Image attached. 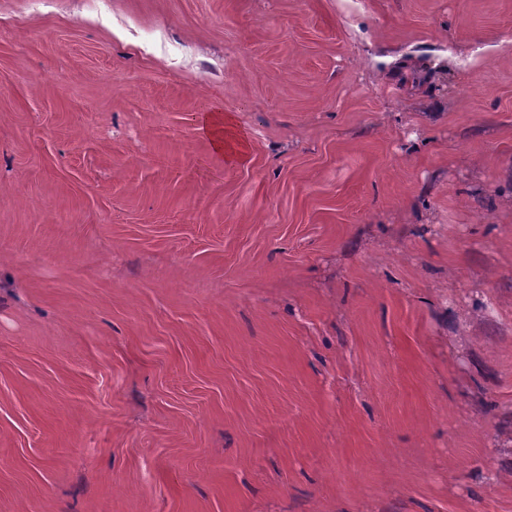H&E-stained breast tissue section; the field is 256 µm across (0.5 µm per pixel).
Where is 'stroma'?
<instances>
[{"instance_id": "obj_1", "label": "stroma", "mask_w": 512, "mask_h": 512, "mask_svg": "<svg viewBox=\"0 0 512 512\" xmlns=\"http://www.w3.org/2000/svg\"><path fill=\"white\" fill-rule=\"evenodd\" d=\"M508 438L512 0H0V512H512ZM198 128L211 138L215 150L224 154V148L229 140L243 143L244 136L239 133L231 120L219 108L204 112L198 117Z\"/></svg>"}]
</instances>
